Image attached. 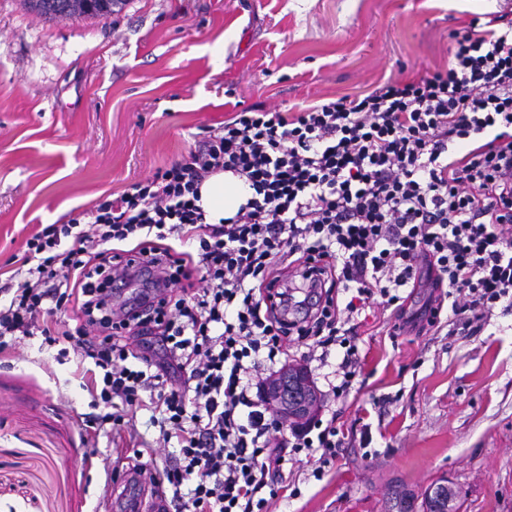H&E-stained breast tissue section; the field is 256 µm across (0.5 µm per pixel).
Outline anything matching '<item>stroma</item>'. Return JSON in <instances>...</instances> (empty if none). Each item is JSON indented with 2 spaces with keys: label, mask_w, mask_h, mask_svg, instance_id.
Wrapping results in <instances>:
<instances>
[{
  "label": "stroma",
  "mask_w": 512,
  "mask_h": 512,
  "mask_svg": "<svg viewBox=\"0 0 512 512\" xmlns=\"http://www.w3.org/2000/svg\"><path fill=\"white\" fill-rule=\"evenodd\" d=\"M512 0H129L110 18L47 21L0 0V274L48 224L87 213L187 156L256 103L284 112L448 65V33ZM359 328L362 372L322 403L350 437L321 476L297 461L268 512H422L446 478L460 512H512V311L477 333ZM76 357L40 339L0 354V512H91L105 472ZM371 442L361 445L359 430Z\"/></svg>",
  "instance_id": "35a3bbf8"
}]
</instances>
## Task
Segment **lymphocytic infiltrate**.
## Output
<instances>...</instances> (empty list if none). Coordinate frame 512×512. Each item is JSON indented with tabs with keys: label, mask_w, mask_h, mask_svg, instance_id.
Returning <instances> with one entry per match:
<instances>
[{
	"label": "lymphocytic infiltrate",
	"mask_w": 512,
	"mask_h": 512,
	"mask_svg": "<svg viewBox=\"0 0 512 512\" xmlns=\"http://www.w3.org/2000/svg\"><path fill=\"white\" fill-rule=\"evenodd\" d=\"M450 38L447 69L291 114L251 105L90 221L42 227L0 286V352L38 335L91 360L94 429L122 432L129 409L153 406L160 435L132 450L174 512H265L290 456L325 464L345 440L319 419L287 427L263 400L291 346L322 365L342 349L324 376L338 400L374 305L400 321L405 289H443L427 327L466 329L512 306V19ZM221 171L250 195L212 223L199 188ZM137 278L141 293L114 306ZM68 310L75 323L58 320ZM173 441L174 463H158Z\"/></svg>",
	"instance_id": "1"
}]
</instances>
